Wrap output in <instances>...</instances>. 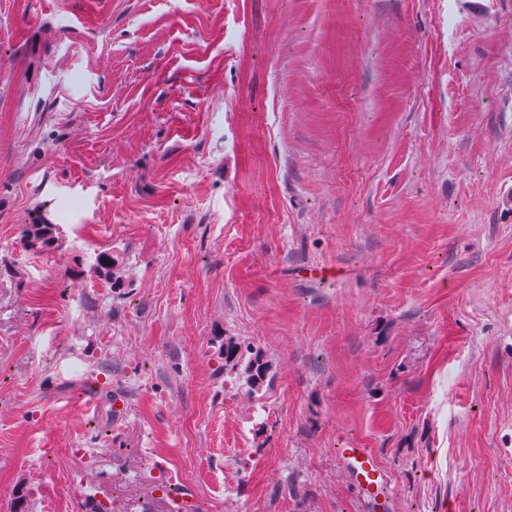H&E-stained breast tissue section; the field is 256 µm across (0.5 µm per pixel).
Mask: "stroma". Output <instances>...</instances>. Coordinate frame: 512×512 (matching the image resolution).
<instances>
[{
  "instance_id": "35a3bbf8",
  "label": "stroma",
  "mask_w": 512,
  "mask_h": 512,
  "mask_svg": "<svg viewBox=\"0 0 512 512\" xmlns=\"http://www.w3.org/2000/svg\"><path fill=\"white\" fill-rule=\"evenodd\" d=\"M166 487L512 512V0H0V512ZM55 224H23L19 227V239L27 246L38 249L50 247L56 238ZM219 358L224 371H232L249 396L262 392L269 386L272 375L271 365L266 357L249 345L224 337L219 340ZM338 454L349 469L353 483L363 500L375 502L383 480L382 469L367 448H341Z\"/></svg>"
}]
</instances>
